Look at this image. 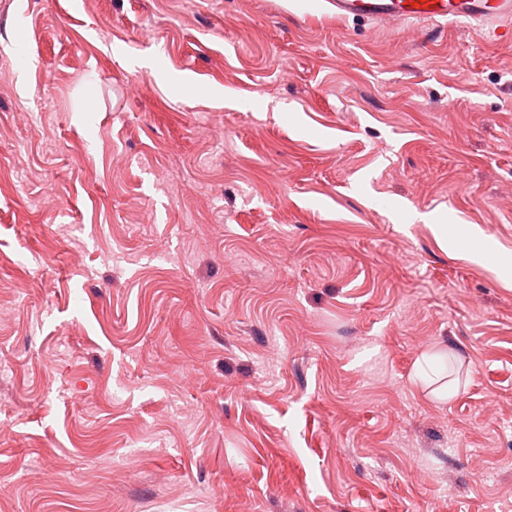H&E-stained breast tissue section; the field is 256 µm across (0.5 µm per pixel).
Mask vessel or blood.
<instances>
[{"label": "vessel or blood", "mask_w": 512, "mask_h": 512, "mask_svg": "<svg viewBox=\"0 0 512 512\" xmlns=\"http://www.w3.org/2000/svg\"><path fill=\"white\" fill-rule=\"evenodd\" d=\"M337 18H362L376 24L391 21L440 26L451 22L512 23V0H327Z\"/></svg>", "instance_id": "vessel-or-blood-1"}]
</instances>
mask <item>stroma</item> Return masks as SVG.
Listing matches in <instances>:
<instances>
[{
  "instance_id": "stroma-1",
  "label": "stroma",
  "mask_w": 512,
  "mask_h": 512,
  "mask_svg": "<svg viewBox=\"0 0 512 512\" xmlns=\"http://www.w3.org/2000/svg\"><path fill=\"white\" fill-rule=\"evenodd\" d=\"M510 264L512 28L0 0V512H512Z\"/></svg>"
}]
</instances>
